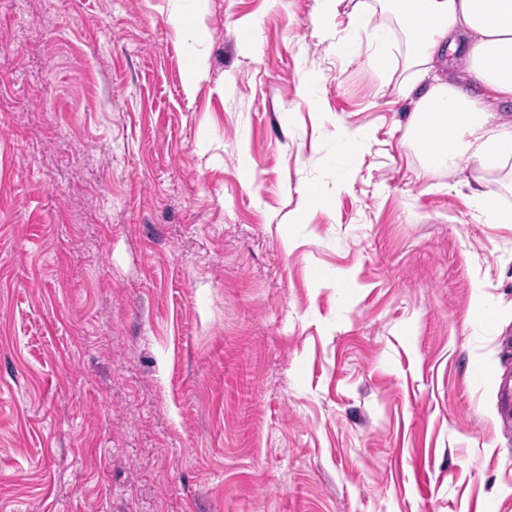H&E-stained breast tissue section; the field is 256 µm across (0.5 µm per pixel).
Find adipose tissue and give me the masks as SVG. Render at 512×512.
Wrapping results in <instances>:
<instances>
[{"label": "adipose tissue", "instance_id": "1", "mask_svg": "<svg viewBox=\"0 0 512 512\" xmlns=\"http://www.w3.org/2000/svg\"><path fill=\"white\" fill-rule=\"evenodd\" d=\"M353 31L372 30L371 66L386 70L394 48L411 80L409 134L427 169L472 164L471 194L490 223L512 224V208L499 205L491 186L512 193V0H350ZM386 14L394 27L376 22Z\"/></svg>", "mask_w": 512, "mask_h": 512}]
</instances>
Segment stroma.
I'll return each mask as SVG.
<instances>
[{"label":"stroma","instance_id":"1","mask_svg":"<svg viewBox=\"0 0 512 512\" xmlns=\"http://www.w3.org/2000/svg\"><path fill=\"white\" fill-rule=\"evenodd\" d=\"M175 6L0 0V512H512V224L347 14ZM371 138L368 128L341 127L336 135V153L344 155L363 149Z\"/></svg>","mask_w":512,"mask_h":512}]
</instances>
